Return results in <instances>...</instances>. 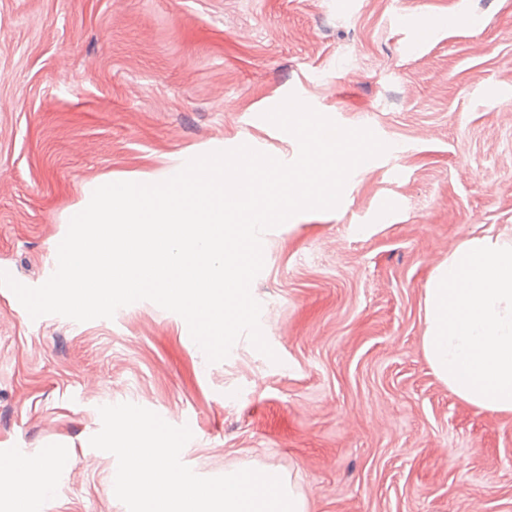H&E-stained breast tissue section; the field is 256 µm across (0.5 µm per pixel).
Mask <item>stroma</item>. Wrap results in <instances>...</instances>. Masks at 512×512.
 I'll list each match as a JSON object with an SVG mask.
<instances>
[{"label": "stroma", "instance_id": "stroma-1", "mask_svg": "<svg viewBox=\"0 0 512 512\" xmlns=\"http://www.w3.org/2000/svg\"><path fill=\"white\" fill-rule=\"evenodd\" d=\"M291 94L389 150L264 234L277 361L243 337L208 363L149 300L34 319L0 288V448L68 459L35 512H127L89 444L121 402L188 425L197 475L277 469L307 512H512V415L422 350L432 272L512 230V0H0V271L52 275L86 184L244 143L296 159L262 117Z\"/></svg>", "mask_w": 512, "mask_h": 512}]
</instances>
